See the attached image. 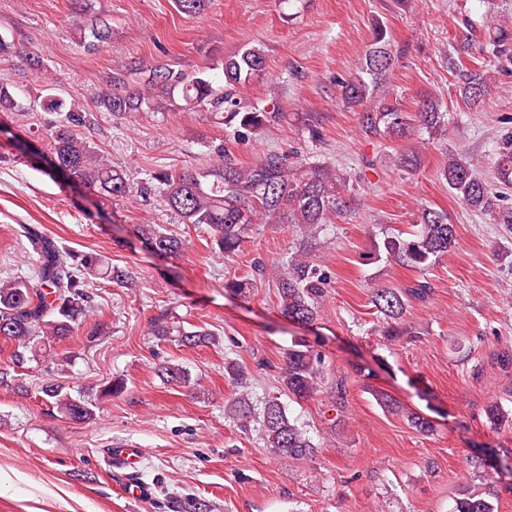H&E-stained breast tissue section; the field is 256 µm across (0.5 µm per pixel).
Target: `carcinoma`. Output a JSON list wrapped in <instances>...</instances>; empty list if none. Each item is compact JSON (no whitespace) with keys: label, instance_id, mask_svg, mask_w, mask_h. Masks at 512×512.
Masks as SVG:
<instances>
[{"label":"carcinoma","instance_id":"1","mask_svg":"<svg viewBox=\"0 0 512 512\" xmlns=\"http://www.w3.org/2000/svg\"><path fill=\"white\" fill-rule=\"evenodd\" d=\"M209 2L176 0L179 11L190 16L205 11ZM111 34L108 20H92L84 36L87 49L98 50ZM387 35L384 25H375L362 71L340 82V99L351 108H359V127L367 138H412L420 129L438 132L448 122V113L442 111L439 100L423 94L418 97L416 110L409 112L398 101L393 103L378 97L393 64ZM482 49L500 60L512 62V22L489 16ZM265 65L264 48L259 44H245L237 54L224 60L227 90L217 93L200 74L175 72L162 65L149 69L143 82L133 86L129 76L136 65L120 64L112 70V80L101 94L99 105L112 117L123 119L134 112L157 109L155 88L177 90L187 107L220 117L225 126L243 139L283 118L276 105L261 108L236 96V89L257 76ZM448 69L456 78L459 96L467 104L476 103L493 84L491 73L469 67L460 57L448 58ZM46 108L60 115L49 133L55 160L52 167L109 200L116 202L127 197L131 184L123 170L106 162L75 133V127L84 121L82 112L72 108L64 113L63 103L56 99L48 100ZM216 156L222 159V167L217 171L178 175L158 171L151 181L141 185L140 192L147 195L154 185L162 186L169 210L184 224L204 227L226 257L241 249L252 224L285 221L313 232L327 223L330 216L339 215L349 207V179L325 161L309 162L269 152L254 164L242 167L233 163L222 148ZM396 163L403 171H415L421 167V154L415 148L407 149L396 158ZM441 176L449 191L470 211L487 217L493 224L512 225V206L506 203L507 191L512 189V132L497 145L493 178H487L473 160L454 153L448 154ZM137 232L159 255L176 257L186 251V240L164 234L150 225L139 226ZM33 243L38 259L32 282L0 285V336L15 341L14 363L21 366L37 356L40 340L60 342L82 324L87 298L82 270L94 265L91 256L69 260L49 242L35 239ZM456 244V228L448 214L427 207L419 211L418 220L410 230L385 237L383 249L400 266L424 271ZM328 286L327 277L309 260L308 250L302 249L276 279L280 313L301 324L315 321L318 300ZM430 290L425 280L414 283L405 293L396 288L373 290L371 303L380 314L384 335L400 334L407 296L423 299ZM151 334L160 341L186 347L209 341L206 331L185 326L182 318L168 311L151 320ZM323 365L322 355L309 345L293 344L284 353L283 389L296 399L311 397L320 389ZM160 372L170 383H189L188 373L178 365L165 363ZM42 393L46 406L68 420L80 422L93 416L92 402L81 394L73 396L52 383L45 384ZM224 411L242 430L257 431L265 447L276 454L303 459L316 452L307 431L289 416L277 396L267 398L258 409L249 394L241 392L224 405ZM452 512H494V508L486 496L468 490L456 500Z\"/></svg>","mask_w":512,"mask_h":512}]
</instances>
